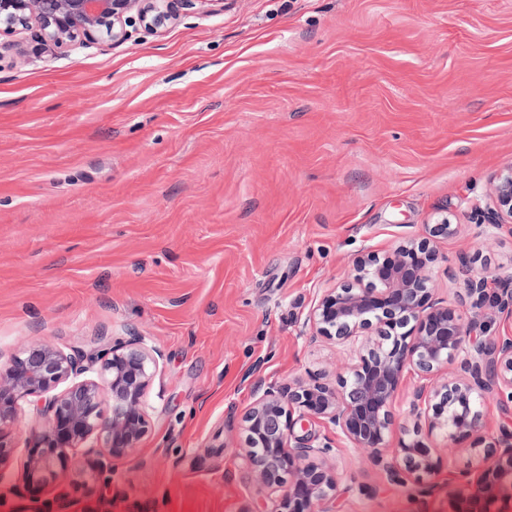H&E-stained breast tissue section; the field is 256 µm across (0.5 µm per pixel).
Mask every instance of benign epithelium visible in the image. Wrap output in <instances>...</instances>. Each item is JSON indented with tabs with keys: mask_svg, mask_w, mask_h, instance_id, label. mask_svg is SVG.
<instances>
[{
	"mask_svg": "<svg viewBox=\"0 0 512 512\" xmlns=\"http://www.w3.org/2000/svg\"><path fill=\"white\" fill-rule=\"evenodd\" d=\"M224 0H0V34L36 25L45 42L63 45L76 40L90 45L106 34L125 39L126 26L138 22L161 33L183 10H200ZM494 207L478 223L489 237L505 229L512 235V168L494 179ZM436 253L430 241L409 239L393 260L359 257L347 279L331 288L313 307L306 323L321 336L357 346L356 360L336 384L315 376L286 391L267 387L245 416V460L269 488L288 483L274 512H332L336 477L324 465L331 451L327 440L294 433L295 425L321 419L340 431L356 448L369 452L386 478L397 474L384 463L385 434L393 422V405L402 375L409 368L428 377L458 363L464 377L439 386L419 387L409 412L429 420V431L448 428V437L468 436L481 417L480 407L492 394L512 404V333L490 345L469 344L471 325L460 308L473 313L495 308L512 317V275L502 278L467 273L459 307L432 299L430 268ZM163 354L138 342H117L97 355L77 358L52 346L39 345L16 357L0 372V465L10 453V432L19 401L41 397L70 379L63 392L44 399L46 432L30 448L25 483L38 492L65 470V448H79L92 436L104 439L109 453L122 456L145 434V390ZM96 371L95 379L79 376ZM109 413L101 408V393ZM400 443L406 469L430 472L434 465L424 450L419 429ZM477 436L472 450L483 451L478 475H452L460 495H505L512 485V433L482 449Z\"/></svg>",
	"mask_w": 512,
	"mask_h": 512,
	"instance_id": "7a95c632",
	"label": "benign epithelium"
}]
</instances>
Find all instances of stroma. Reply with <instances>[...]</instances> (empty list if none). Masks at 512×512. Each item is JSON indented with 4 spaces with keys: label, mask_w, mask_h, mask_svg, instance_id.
<instances>
[{
    "label": "stroma",
    "mask_w": 512,
    "mask_h": 512,
    "mask_svg": "<svg viewBox=\"0 0 512 512\" xmlns=\"http://www.w3.org/2000/svg\"><path fill=\"white\" fill-rule=\"evenodd\" d=\"M0 58V369L31 347L71 355L143 339L163 359L147 428L113 459L103 440L36 495L22 464L43 433L20 402L0 512H273L281 490L243 459L256 390L336 380L354 353L304 320L355 257H394L442 219L431 283L455 304L462 265L512 271V236L474 206L512 167V0H224L165 31L131 28ZM404 372L385 442L412 429ZM335 512H506L461 502L472 439L422 433L434 474L387 481L335 428ZM436 485L418 500L416 480Z\"/></svg>",
    "instance_id": "stroma-1"
}]
</instances>
